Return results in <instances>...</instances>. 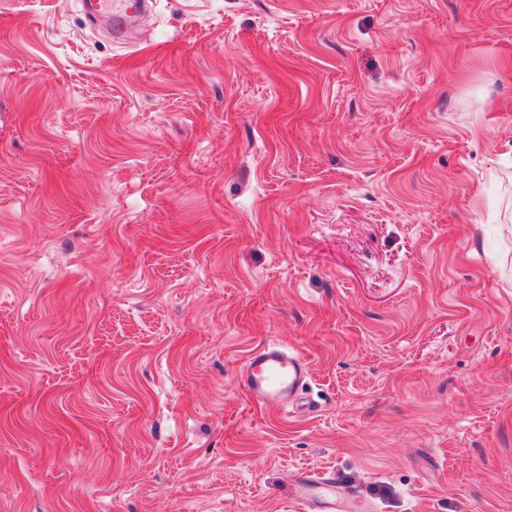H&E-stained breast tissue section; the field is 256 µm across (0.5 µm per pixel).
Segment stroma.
Instances as JSON below:
<instances>
[{
	"label": "stroma",
	"instance_id": "1",
	"mask_svg": "<svg viewBox=\"0 0 512 512\" xmlns=\"http://www.w3.org/2000/svg\"><path fill=\"white\" fill-rule=\"evenodd\" d=\"M310 378L253 403L267 343ZM512 512V0H0V512ZM308 377L309 368L300 355L267 344L246 357L239 380L257 403L283 409L293 402ZM295 500L307 512H372L373 507L355 492H343L334 478L313 471H301L294 479Z\"/></svg>",
	"mask_w": 512,
	"mask_h": 512
}]
</instances>
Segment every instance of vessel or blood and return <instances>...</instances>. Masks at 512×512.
Here are the masks:
<instances>
[{"label": "vessel or blood", "mask_w": 512, "mask_h": 512, "mask_svg": "<svg viewBox=\"0 0 512 512\" xmlns=\"http://www.w3.org/2000/svg\"><path fill=\"white\" fill-rule=\"evenodd\" d=\"M308 377L309 368L300 355L267 344L246 357L239 380L254 401L282 409ZM294 497L304 512H373L371 504L355 493L339 490L334 478L313 471L296 474Z\"/></svg>", "instance_id": "vessel-or-blood-1"}]
</instances>
